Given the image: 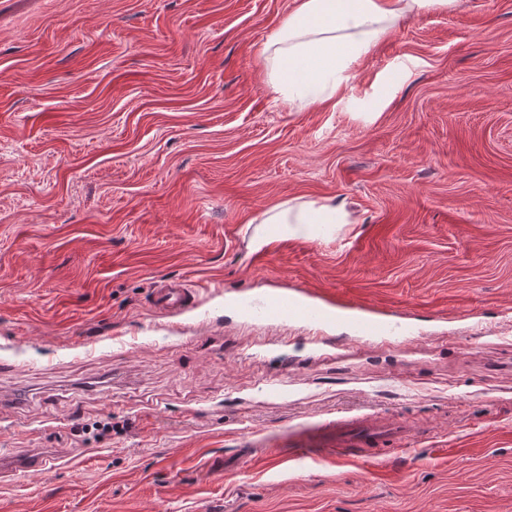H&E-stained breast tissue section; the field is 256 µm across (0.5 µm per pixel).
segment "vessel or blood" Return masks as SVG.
<instances>
[{
  "instance_id": "vessel-or-blood-1",
  "label": "vessel or blood",
  "mask_w": 512,
  "mask_h": 512,
  "mask_svg": "<svg viewBox=\"0 0 512 512\" xmlns=\"http://www.w3.org/2000/svg\"><path fill=\"white\" fill-rule=\"evenodd\" d=\"M196 290L182 279L154 282L151 288L153 307L164 313H178L192 308L196 303ZM241 308L249 315L283 322H309L324 324L335 321L341 306L329 301L319 305L293 296H270L264 299L240 298ZM357 335L386 337L393 335L396 326L368 312L353 319ZM411 435L401 423L370 414L340 419L328 431H311L299 440V456L303 459L320 457L343 458L354 449H364L366 455L380 456L393 446L401 445ZM25 467L29 470L56 469L58 459L50 451L30 448L23 452Z\"/></svg>"
}]
</instances>
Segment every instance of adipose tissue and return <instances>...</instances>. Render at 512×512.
I'll list each match as a JSON object with an SVG mask.
<instances>
[{
    "instance_id": "1",
    "label": "adipose tissue",
    "mask_w": 512,
    "mask_h": 512,
    "mask_svg": "<svg viewBox=\"0 0 512 512\" xmlns=\"http://www.w3.org/2000/svg\"><path fill=\"white\" fill-rule=\"evenodd\" d=\"M454 0H297L273 39L276 84L289 105H312L335 95L341 75L385 32L387 18L407 10L448 7ZM262 223L278 234L317 239L348 223L331 200L285 202L266 211Z\"/></svg>"
}]
</instances>
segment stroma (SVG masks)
Returning a JSON list of instances; mask_svg holds the SVG:
<instances>
[{
  "label": "stroma",
  "mask_w": 512,
  "mask_h": 512,
  "mask_svg": "<svg viewBox=\"0 0 512 512\" xmlns=\"http://www.w3.org/2000/svg\"><path fill=\"white\" fill-rule=\"evenodd\" d=\"M294 5L0 0V451L62 457L0 512H512V0L404 14L290 109ZM325 199L351 223L249 248ZM168 278L195 308L151 307ZM305 288L411 332L235 304ZM368 413L403 450L298 459ZM350 320L358 336H376L385 339L386 336L393 335L398 327V324L376 317L372 311L359 314L358 318Z\"/></svg>",
  "instance_id": "obj_1"
}]
</instances>
